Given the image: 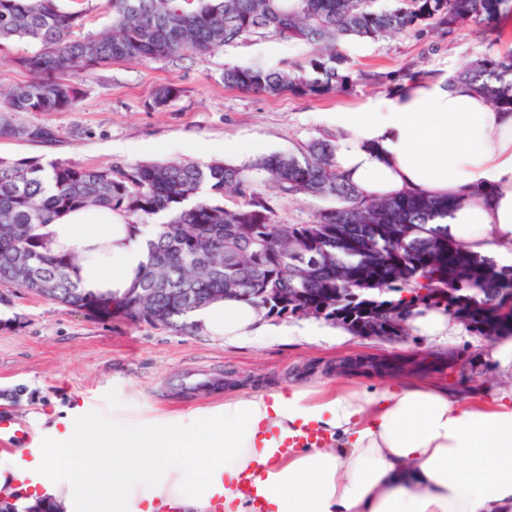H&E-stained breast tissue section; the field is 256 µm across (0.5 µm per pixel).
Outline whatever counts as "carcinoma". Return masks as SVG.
I'll use <instances>...</instances> for the list:
<instances>
[{
  "instance_id": "obj_1",
  "label": "carcinoma",
  "mask_w": 512,
  "mask_h": 512,
  "mask_svg": "<svg viewBox=\"0 0 512 512\" xmlns=\"http://www.w3.org/2000/svg\"><path fill=\"white\" fill-rule=\"evenodd\" d=\"M378 2L108 0L110 28L80 36L84 15L62 0H0V46L17 39L40 44L14 59L33 79L7 94L0 135L53 141V127L17 124L13 115L75 111L81 88L65 79L74 70L91 77L114 61L180 58L269 30L308 44L306 63L282 70L228 65L224 84L260 95L322 98L350 82L337 49L344 40L436 29L451 35L466 22L489 24L512 11V0ZM450 81L512 113V52L485 56ZM261 179L280 197L307 194L334 205L309 224H282L273 198L256 189ZM452 205L419 196L368 198L338 170L335 146L320 140L297 155L271 154L242 166L185 160L102 169L0 160V286L53 288L51 301L72 308L110 302L112 308L95 313L174 332L196 329L193 313L230 290L278 319L296 317L301 306L348 320L355 336L391 335L375 299L406 313L418 302L454 306L474 334L512 335V268L466 252L432 224ZM94 207L127 214L135 231L158 224L147 242V265L121 295L81 289L71 275L76 256L45 243L42 229L55 216ZM186 293L193 296L189 303Z\"/></svg>"
}]
</instances>
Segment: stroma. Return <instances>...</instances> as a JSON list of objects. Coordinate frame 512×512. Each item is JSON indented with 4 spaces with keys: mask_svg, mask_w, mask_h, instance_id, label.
Segmentation results:
<instances>
[{
    "mask_svg": "<svg viewBox=\"0 0 512 512\" xmlns=\"http://www.w3.org/2000/svg\"><path fill=\"white\" fill-rule=\"evenodd\" d=\"M342 51L353 83L319 99L225 86L228 64L287 69L306 61L303 42L266 30L193 57L147 65L116 61L82 83L76 111L17 114V122L52 126L57 138L39 144L0 137V158L95 168L175 160L250 163V156L225 154L228 140H258L270 153L294 154L329 136L311 115L352 109L386 92V85L369 81L370 73L413 69L451 76L481 56L512 51V14L490 32L471 24L449 36L350 40ZM165 85L174 88L173 98L151 108L154 90ZM330 204L308 195L275 200L284 224L309 223ZM291 324L295 333L283 339L230 346L201 331L156 329L0 287V413L42 435L61 417L101 429L116 417L175 420L223 408L230 388L274 391L323 379L330 366L350 360L407 356L428 363L448 351L462 374L458 390L476 381L493 388L505 383L489 356L492 340L469 331L432 343L410 332L397 341L362 338L322 319Z\"/></svg>",
    "mask_w": 512,
    "mask_h": 512,
    "instance_id": "stroma-1",
    "label": "stroma"
}]
</instances>
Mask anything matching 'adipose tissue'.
I'll list each match as a JSON object with an SVG mask.
<instances>
[{
  "label": "adipose tissue",
  "mask_w": 512,
  "mask_h": 512,
  "mask_svg": "<svg viewBox=\"0 0 512 512\" xmlns=\"http://www.w3.org/2000/svg\"><path fill=\"white\" fill-rule=\"evenodd\" d=\"M335 135L337 168L364 195L452 198L448 236L496 267H512V113L470 85L418 73L359 108L323 116ZM49 246L79 256L74 277L92 293L123 294L148 261L141 231L109 209H78L48 224ZM195 321L237 344L284 335L263 309L229 298ZM319 441L307 438L308 431ZM298 445L280 451L284 438ZM85 449L61 475L56 459ZM0 463V486L28 464ZM63 504L86 512H206L216 487L225 512H512V387L462 395L427 375L367 388L292 385L243 392L218 415L116 422L97 429L64 422L30 462Z\"/></svg>",
  "instance_id": "obj_1"
}]
</instances>
